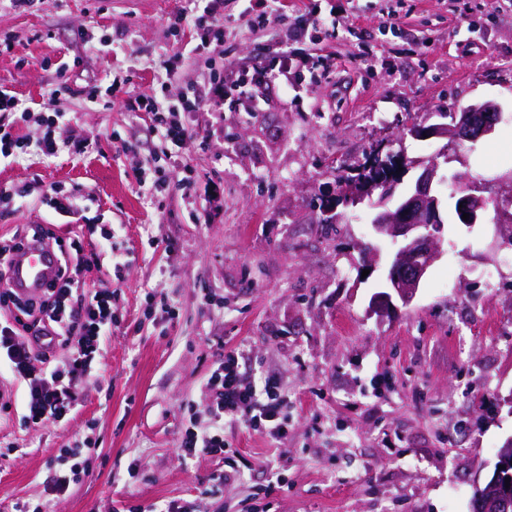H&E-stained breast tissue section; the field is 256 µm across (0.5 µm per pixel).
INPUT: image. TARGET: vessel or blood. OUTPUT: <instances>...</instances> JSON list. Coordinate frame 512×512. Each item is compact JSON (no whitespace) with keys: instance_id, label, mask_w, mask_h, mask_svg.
I'll return each instance as SVG.
<instances>
[{"instance_id":"b4317fda","label":"vessel or blood","mask_w":512,"mask_h":512,"mask_svg":"<svg viewBox=\"0 0 512 512\" xmlns=\"http://www.w3.org/2000/svg\"><path fill=\"white\" fill-rule=\"evenodd\" d=\"M58 267V257L51 243H24L11 255L7 285L20 295H37L55 278Z\"/></svg>"}]
</instances>
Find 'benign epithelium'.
<instances>
[{"mask_svg": "<svg viewBox=\"0 0 512 512\" xmlns=\"http://www.w3.org/2000/svg\"><path fill=\"white\" fill-rule=\"evenodd\" d=\"M473 112H488L501 117L500 107L492 102L470 105L460 112L447 115L443 112L431 113L421 124H411L409 134L419 138H438L457 145L462 141L473 142L491 133L495 123H487L480 129L470 119ZM388 159L401 165V170H419L414 188L397 208L387 202L394 192V185L386 183L380 193L373 228L377 235L390 238L400 244V252L393 274L388 278L389 291L375 295L369 312L382 316L393 307L392 298L398 297L404 304L414 298L420 282L433 261L441 252L443 224L440 214V200L434 193V183L438 177L439 162L407 160L401 153H387ZM459 213L469 214L467 223L476 224L486 216L487 198L482 188L472 187V192L460 201ZM489 481L478 488L476 499L478 512H512V440L508 441L497 454V462Z\"/></svg>", "mask_w": 512, "mask_h": 512, "instance_id": "obj_1", "label": "benign epithelium"}]
</instances>
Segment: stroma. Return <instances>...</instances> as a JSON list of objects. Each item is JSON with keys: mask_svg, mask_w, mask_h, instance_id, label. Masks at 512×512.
<instances>
[{"mask_svg": "<svg viewBox=\"0 0 512 512\" xmlns=\"http://www.w3.org/2000/svg\"><path fill=\"white\" fill-rule=\"evenodd\" d=\"M294 3L282 24L334 25L316 32L323 60L288 79L279 44L245 27L201 43L202 0H0V89L25 143L0 160V187L28 191L0 211V237L32 222L64 236L46 193L79 188L85 251L108 229L126 261L82 274L114 293L99 383L55 425L24 422L20 386L0 415V512H471L474 481L512 439V247L490 221L445 225L412 302L380 318L368 306L394 245L360 223L365 207L326 225L313 203L371 154L434 157L442 140L403 137L407 121L485 101L500 121L441 166L439 191L457 174L491 198L512 183V0ZM191 48L194 64L167 79L162 61ZM218 56L223 121L187 113L197 145L163 150L129 101L207 84ZM242 67L266 74L248 97L234 90ZM49 130L46 157L33 145ZM241 349L250 374L285 388L287 437L233 427L226 457L180 460L188 405ZM82 438L85 473L52 492L48 461Z\"/></svg>", "mask_w": 512, "mask_h": 512, "instance_id": "obj_1", "label": "stroma"}]
</instances>
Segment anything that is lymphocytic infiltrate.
I'll return each mask as SVG.
<instances>
[{
	"mask_svg": "<svg viewBox=\"0 0 512 512\" xmlns=\"http://www.w3.org/2000/svg\"><path fill=\"white\" fill-rule=\"evenodd\" d=\"M223 73H215L208 93L187 85L177 99L159 103L142 94L130 101L135 112L148 113L162 144L189 149L197 136L183 122L187 112L209 108L213 121L224 110ZM40 225L23 226L12 238L0 241V308L12 305L13 313L0 321V359L25 385V422L45 425L58 422L79 405L100 359L101 343L112 325L110 291L83 288L71 267L99 265V256H85L79 242L59 256L55 281L38 297L23 298L6 288V261L11 251L28 238H51ZM67 354L61 365L51 366L56 346ZM240 356L225 355L206 380L209 400L190 407L180 442L182 457L222 456L227 443L225 429L243 427L271 438L285 437L283 409L288 396L272 377L254 380L240 370Z\"/></svg>",
	"mask_w": 512,
	"mask_h": 512,
	"instance_id": "lymphocytic-infiltrate-1",
	"label": "lymphocytic infiltrate"
}]
</instances>
